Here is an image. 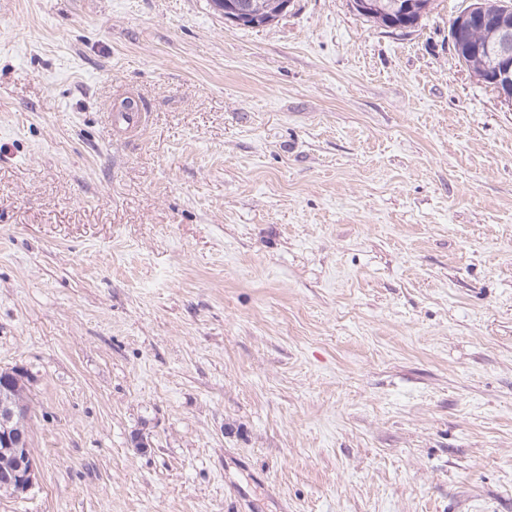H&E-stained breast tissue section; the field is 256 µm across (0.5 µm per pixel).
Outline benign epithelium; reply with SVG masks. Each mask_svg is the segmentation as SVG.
<instances>
[{"instance_id":"benign-epithelium-1","label":"benign epithelium","mask_w":512,"mask_h":512,"mask_svg":"<svg viewBox=\"0 0 512 512\" xmlns=\"http://www.w3.org/2000/svg\"><path fill=\"white\" fill-rule=\"evenodd\" d=\"M254 3L239 0L224 10V21L233 25L258 22ZM484 24L498 35L497 41L486 48L489 60V79L500 98L512 106V9L502 10L501 5L487 0H477L457 20L449 33V40L458 50L467 48L462 42L466 28L473 23ZM28 376L21 367L0 370V390L28 391ZM29 411L22 402L10 404L0 400V455L12 460V467L0 471V494L22 497L38 484L40 468L29 443Z\"/></svg>"}]
</instances>
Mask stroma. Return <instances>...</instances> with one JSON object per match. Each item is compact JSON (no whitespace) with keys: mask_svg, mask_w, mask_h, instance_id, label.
<instances>
[{"mask_svg":"<svg viewBox=\"0 0 512 512\" xmlns=\"http://www.w3.org/2000/svg\"><path fill=\"white\" fill-rule=\"evenodd\" d=\"M472 2L0 0L40 466L0 512H512V107L452 50ZM356 4L354 8L353 3L352 7L353 9L361 16L366 18L368 21H371L375 24H378L380 26H384L386 28H390V23H392L391 18L396 17V19L400 20H410L408 24L401 25V28L399 29H405V28H411L418 24V22L421 20V18L426 15L430 11V7L432 4L431 0H421V2H424L426 5L424 7L419 6L418 4H412L411 8L408 7L407 11L410 10V13L408 16H402L398 17L399 13L401 12V7L403 2H410V1H419V0H398L400 1L401 7H388L387 11L384 13H381L380 15H376L379 12L383 11V7L380 3H378L377 0H356ZM399 4V6H400ZM424 9V11H423ZM359 10V11H358ZM365 13V14H362ZM369 14V15H367ZM376 15V16H371ZM223 13L225 22L238 26L246 23H257L260 17L259 14L254 12V3L252 2H237L230 4Z\"/></svg>","mask_w":512,"mask_h":512,"instance_id":"35a3bbf8","label":"stroma"}]
</instances>
